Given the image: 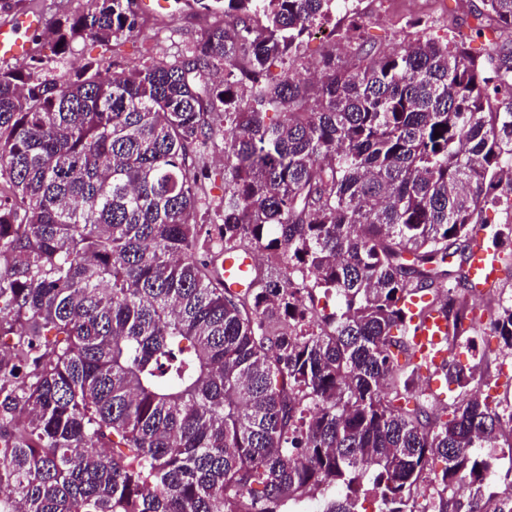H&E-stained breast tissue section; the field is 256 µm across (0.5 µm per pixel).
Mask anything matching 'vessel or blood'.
Returning a JSON list of instances; mask_svg holds the SVG:
<instances>
[{"label": "vessel or blood", "mask_w": 512, "mask_h": 512, "mask_svg": "<svg viewBox=\"0 0 512 512\" xmlns=\"http://www.w3.org/2000/svg\"><path fill=\"white\" fill-rule=\"evenodd\" d=\"M43 27L42 14L34 9L17 14L11 21L0 25V60L7 62L30 56L33 39ZM254 265L251 255L224 259V282L240 290L247 284ZM469 278L474 297L485 296L499 279L500 257L492 249L475 245L468 260ZM418 297L407 302V319L411 337L409 346L416 361L421 362L429 374L430 387L437 398H445L440 376L448 364V320L438 310H421Z\"/></svg>", "instance_id": "b4317fda"}]
</instances>
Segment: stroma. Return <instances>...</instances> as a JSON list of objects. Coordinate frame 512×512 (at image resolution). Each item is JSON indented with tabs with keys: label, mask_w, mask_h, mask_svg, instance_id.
Masks as SVG:
<instances>
[{
	"label": "stroma",
	"mask_w": 512,
	"mask_h": 512,
	"mask_svg": "<svg viewBox=\"0 0 512 512\" xmlns=\"http://www.w3.org/2000/svg\"><path fill=\"white\" fill-rule=\"evenodd\" d=\"M481 0H348L333 10L328 21L346 46L348 60H356L361 48L376 54L391 52L400 43L412 41L422 34L415 27L418 17H426L431 31L452 40H466L473 53H497L498 44L488 38L475 37L470 30L471 13L480 7ZM26 8L38 9L44 17L42 31L34 38L35 50L16 66L31 73L33 79L44 80L62 73L78 74L86 65L105 72L112 68V52L100 43L74 41L66 52H58L51 31L64 16L89 12L94 0H26ZM359 22L358 33H351L352 22ZM219 14L201 13L193 0H182L179 11L155 7L144 13L142 36L132 38L125 51L129 61L140 59H172L178 51L190 46L209 28L223 24ZM502 359L499 340L489 327L478 325L473 338H460L453 348L451 363L486 373L481 391L500 403H512V379L500 376Z\"/></svg>",
	"instance_id": "obj_1"
}]
</instances>
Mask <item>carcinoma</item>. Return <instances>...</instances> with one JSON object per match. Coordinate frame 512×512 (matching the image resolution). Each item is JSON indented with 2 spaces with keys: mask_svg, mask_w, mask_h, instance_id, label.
I'll use <instances>...</instances> for the list:
<instances>
[{
  "mask_svg": "<svg viewBox=\"0 0 512 512\" xmlns=\"http://www.w3.org/2000/svg\"><path fill=\"white\" fill-rule=\"evenodd\" d=\"M222 13L173 60L121 65L139 0H95L57 42L112 47L110 75L0 69V512H498L511 422L412 385L403 302L475 330L468 258L512 209V55L420 36L296 76L336 0H195ZM477 38L512 33L482 0ZM441 136L434 137V132ZM224 138V196L200 180ZM263 249L250 287L218 261ZM460 256L455 264L452 258ZM512 351V305L490 323ZM441 467H434L435 462Z\"/></svg>",
  "mask_w": 512,
  "mask_h": 512,
  "instance_id": "obj_1",
  "label": "carcinoma"
}]
</instances>
